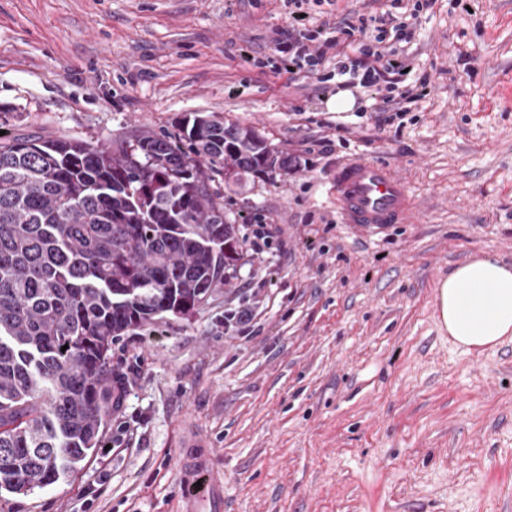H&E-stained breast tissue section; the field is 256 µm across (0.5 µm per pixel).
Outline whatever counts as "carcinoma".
<instances>
[{
  "label": "carcinoma",
  "instance_id": "cac0c4a2",
  "mask_svg": "<svg viewBox=\"0 0 512 512\" xmlns=\"http://www.w3.org/2000/svg\"><path fill=\"white\" fill-rule=\"evenodd\" d=\"M277 168L254 128L209 116L176 139L0 137V490L52 485L101 447L113 340L192 313L243 256L211 173L229 188Z\"/></svg>",
  "mask_w": 512,
  "mask_h": 512
}]
</instances>
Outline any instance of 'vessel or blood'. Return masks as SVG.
Segmentation results:
<instances>
[{"label":"vessel or blood","mask_w":512,"mask_h":512,"mask_svg":"<svg viewBox=\"0 0 512 512\" xmlns=\"http://www.w3.org/2000/svg\"><path fill=\"white\" fill-rule=\"evenodd\" d=\"M336 200L344 223L372 228L405 223L412 201L404 182L380 161H348L336 171ZM204 458L179 459L184 512L220 507L222 480Z\"/></svg>","instance_id":"b4317fda"}]
</instances>
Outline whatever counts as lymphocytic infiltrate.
Listing matches in <instances>:
<instances>
[{"mask_svg": "<svg viewBox=\"0 0 512 512\" xmlns=\"http://www.w3.org/2000/svg\"><path fill=\"white\" fill-rule=\"evenodd\" d=\"M310 0H288V36L274 51L282 69L306 72L318 83L342 79L380 94V111L401 114L404 102L414 100L413 90L396 91L392 75L409 67L400 42L412 37L406 22L390 24L385 16H359L357 22L322 24L310 29L304 16Z\"/></svg>", "mask_w": 512, "mask_h": 512, "instance_id": "lymphocytic-infiltrate-1", "label": "lymphocytic infiltrate"}]
</instances>
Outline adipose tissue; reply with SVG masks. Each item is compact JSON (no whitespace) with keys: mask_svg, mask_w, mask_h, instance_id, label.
I'll return each instance as SVG.
<instances>
[{"mask_svg":"<svg viewBox=\"0 0 512 512\" xmlns=\"http://www.w3.org/2000/svg\"><path fill=\"white\" fill-rule=\"evenodd\" d=\"M438 306L456 343L497 346L512 337V264L482 257L457 265L440 285Z\"/></svg>","mask_w":512,"mask_h":512,"instance_id":"obj_1","label":"adipose tissue"}]
</instances>
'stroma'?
Instances as JSON below:
<instances>
[{
  "instance_id": "stroma-1",
  "label": "stroma",
  "mask_w": 512,
  "mask_h": 512,
  "mask_svg": "<svg viewBox=\"0 0 512 512\" xmlns=\"http://www.w3.org/2000/svg\"><path fill=\"white\" fill-rule=\"evenodd\" d=\"M388 0L310 5L311 27ZM286 0H0V131L92 144L178 136L193 112L254 127L289 171L239 192L212 176L245 249L187 316L112 345L124 392L104 446L0 512H180L179 457L224 479L223 512H512V340L457 345L441 282L512 260V0H434L403 50L427 96L386 121L363 89L273 77ZM407 185L409 222L341 220L348 160ZM96 497H89V490Z\"/></svg>"
}]
</instances>
